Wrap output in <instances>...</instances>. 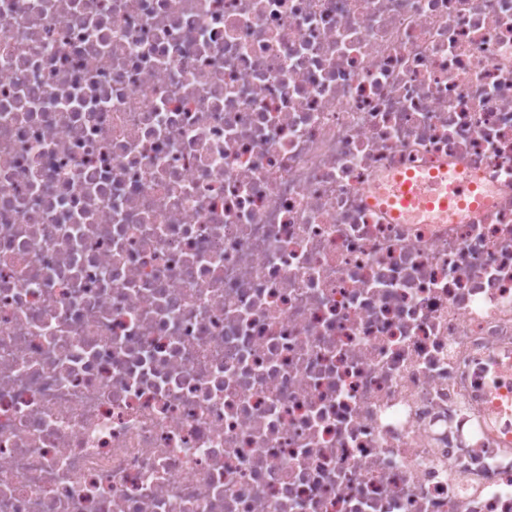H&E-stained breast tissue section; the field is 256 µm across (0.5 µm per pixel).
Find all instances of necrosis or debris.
<instances>
[{"label":"necrosis or debris","instance_id":"1","mask_svg":"<svg viewBox=\"0 0 512 512\" xmlns=\"http://www.w3.org/2000/svg\"><path fill=\"white\" fill-rule=\"evenodd\" d=\"M509 363L512 0H0V512H512ZM411 184L406 181L402 185V189L399 193L398 200L394 203H398L401 206L418 205L431 198H438L442 192L448 190V186H442L440 184H430L424 187H419L414 190H410Z\"/></svg>","mask_w":512,"mask_h":512}]
</instances>
